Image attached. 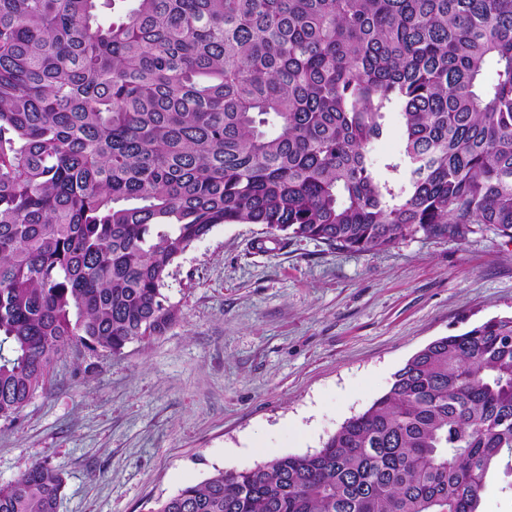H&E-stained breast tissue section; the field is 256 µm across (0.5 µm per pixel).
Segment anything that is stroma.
<instances>
[{"mask_svg":"<svg viewBox=\"0 0 512 512\" xmlns=\"http://www.w3.org/2000/svg\"><path fill=\"white\" fill-rule=\"evenodd\" d=\"M370 150L399 161V106ZM180 319L121 354L82 346L0 421V485L39 461L65 477L58 512H153L222 469L321 448L433 341L512 317V241L416 234L369 252L221 224L172 266Z\"/></svg>","mask_w":512,"mask_h":512,"instance_id":"1","label":"stroma"}]
</instances>
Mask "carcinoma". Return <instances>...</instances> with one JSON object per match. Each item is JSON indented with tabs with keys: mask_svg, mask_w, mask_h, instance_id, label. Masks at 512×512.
Listing matches in <instances>:
<instances>
[{
	"mask_svg": "<svg viewBox=\"0 0 512 512\" xmlns=\"http://www.w3.org/2000/svg\"><path fill=\"white\" fill-rule=\"evenodd\" d=\"M0 0V420L72 346L180 318L174 262L221 224L349 252L512 240V0ZM399 103L404 158L370 160ZM512 472V317L442 337L313 453L152 512H482ZM34 464L0 512H58Z\"/></svg>",
	"mask_w": 512,
	"mask_h": 512,
	"instance_id": "1",
	"label": "carcinoma"
}]
</instances>
